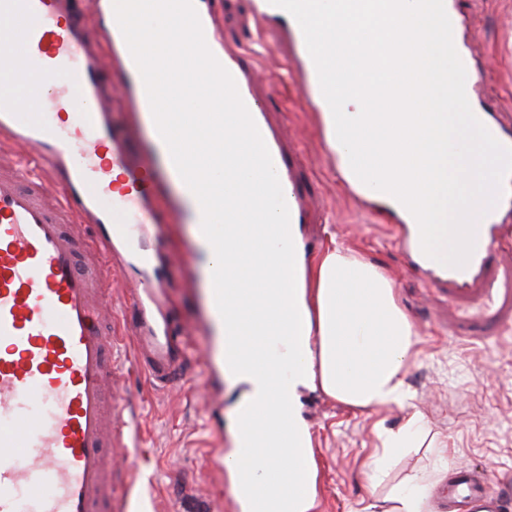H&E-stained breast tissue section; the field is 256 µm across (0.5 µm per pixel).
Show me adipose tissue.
<instances>
[{"mask_svg":"<svg viewBox=\"0 0 512 512\" xmlns=\"http://www.w3.org/2000/svg\"><path fill=\"white\" fill-rule=\"evenodd\" d=\"M227 136L238 148L232 168L205 175L221 204L238 205L240 223L252 225L256 238L225 226L210 263L248 267L258 291L237 283L224 308V376L240 391L233 417L257 415L249 451L232 448L225 465L240 512H312L316 468L301 393L319 390L360 411L404 406L405 371L418 334L379 267L333 244L305 255L299 226L280 223L277 196L264 192L275 173L256 172L246 162L243 129ZM260 196L266 221L254 225L248 204ZM420 433L413 415L401 430L383 435L368 462L371 480L384 481L393 458ZM278 469L290 473L288 487L269 481ZM447 476L442 466L393 488L383 512H427Z\"/></svg>","mask_w":512,"mask_h":512,"instance_id":"1","label":"adipose tissue"}]
</instances>
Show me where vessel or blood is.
<instances>
[{
	"label": "vessel or blood",
	"mask_w": 512,
	"mask_h": 512,
	"mask_svg": "<svg viewBox=\"0 0 512 512\" xmlns=\"http://www.w3.org/2000/svg\"><path fill=\"white\" fill-rule=\"evenodd\" d=\"M16 40L0 45V68L28 63L37 70L32 94L37 104L22 108L10 79L0 78V135L25 147L40 161V174L18 165L0 169V512H127L120 485L133 481L131 461L111 451L127 445L128 425L112 400V383L122 371L124 339L104 323L100 307L108 291L97 276L102 255L116 263L132 259L144 277L127 289L136 312L132 348L156 384L171 381L176 353L197 346L176 336L171 308L156 285L158 254L145 225L201 224V207L181 186L185 209L167 215L153 209L156 180L179 183L161 136L151 150L159 166L128 167L127 134L108 120L125 108L149 112L145 86L120 29L112 31V53L90 51L63 0H0ZM271 154L282 183L292 171L252 94L257 72L232 53L220 58ZM117 78L115 95L103 89V74ZM81 109L71 124L64 113ZM66 165L76 193L50 204L51 176ZM111 207H103L104 199ZM474 251L464 267H446L424 255L419 238L399 245L410 271L433 293L456 300L487 292V273L498 253L512 248V175L497 204L474 230ZM237 266L214 270L205 292L211 327L224 319L228 288ZM456 482L482 512H512V486L472 482L459 468Z\"/></svg>",
	"instance_id": "obj_1"
}]
</instances>
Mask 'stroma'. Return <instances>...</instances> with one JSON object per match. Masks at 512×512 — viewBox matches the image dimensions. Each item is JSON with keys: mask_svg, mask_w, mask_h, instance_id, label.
<instances>
[{"mask_svg": "<svg viewBox=\"0 0 512 512\" xmlns=\"http://www.w3.org/2000/svg\"><path fill=\"white\" fill-rule=\"evenodd\" d=\"M216 28L232 49L254 53L261 68L287 71L292 50L288 23L274 16L260 22L250 0H207ZM466 45L488 77L478 102L501 115L512 131V0H456ZM267 123L293 163V189L306 201L302 239L307 254L334 242L381 268L393 281L401 305L419 336L406 382L423 433L416 447L394 461L385 481L371 486L364 463L383 433L403 428L407 409L393 406L358 413L319 392L301 399L317 465L314 512H352L363 500L381 503L391 488L424 475L445 444L448 466H467L512 480V254L492 263L493 292L482 303L456 306L436 298L409 272L394 242L388 208L356 200L326 155L321 115L311 86L287 81L278 94L255 85ZM161 244L183 260L169 274L168 293L176 323L191 337L209 336L204 314L209 257L189 224H163ZM183 379L170 389L155 386L133 358L113 393L131 419L137 480L131 501L149 512H238L224 457L232 446V406L237 393L202 353H190Z\"/></svg>", "mask_w": 512, "mask_h": 512, "instance_id": "obj_1", "label": "stroma"}]
</instances>
